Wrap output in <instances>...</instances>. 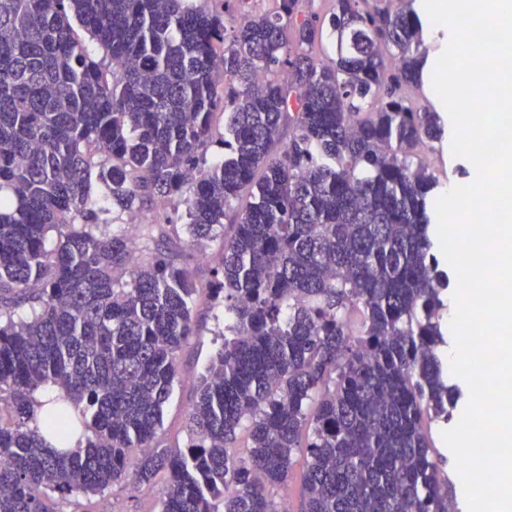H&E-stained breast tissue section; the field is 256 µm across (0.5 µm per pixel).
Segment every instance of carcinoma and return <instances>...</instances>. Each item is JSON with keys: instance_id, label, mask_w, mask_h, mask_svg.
Returning <instances> with one entry per match:
<instances>
[{"instance_id": "carcinoma-1", "label": "carcinoma", "mask_w": 512, "mask_h": 512, "mask_svg": "<svg viewBox=\"0 0 512 512\" xmlns=\"http://www.w3.org/2000/svg\"><path fill=\"white\" fill-rule=\"evenodd\" d=\"M275 2L228 27L191 0H0V512L130 473L167 477L161 512H283L297 454L300 512H448L423 427L460 390L417 154L441 118L408 96L421 21L412 0H330L327 19ZM144 204L135 237L111 230ZM226 219L207 295L224 338L173 454L158 433L197 332V249Z\"/></svg>"}]
</instances>
